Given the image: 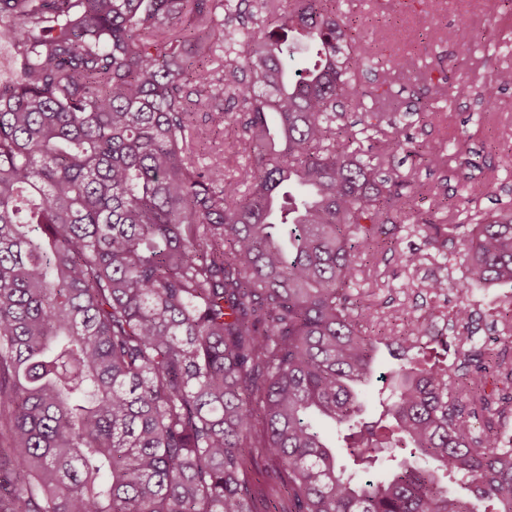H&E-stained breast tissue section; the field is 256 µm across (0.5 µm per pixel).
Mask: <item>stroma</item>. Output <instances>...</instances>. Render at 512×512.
Instances as JSON below:
<instances>
[{
    "instance_id": "35a3bbf8",
    "label": "stroma",
    "mask_w": 512,
    "mask_h": 512,
    "mask_svg": "<svg viewBox=\"0 0 512 512\" xmlns=\"http://www.w3.org/2000/svg\"><path fill=\"white\" fill-rule=\"evenodd\" d=\"M338 7L354 20L353 35L368 51L358 73L364 86H376L377 69L399 54L417 59L411 79L393 78L382 103L398 117L397 136L412 140L409 151L394 156L406 182V214L448 225L512 206V165L503 163L512 158V86L501 92L491 115L472 95L479 78L512 70V0H494L490 9L481 0H339ZM448 27L456 30L455 40L435 38V29ZM453 140L466 141L468 159L431 168L429 157L447 153ZM412 249L421 262L404 267L402 258ZM436 258V249L415 232L366 266L364 301L382 311L392 335L417 313L423 283L440 272Z\"/></svg>"
}]
</instances>
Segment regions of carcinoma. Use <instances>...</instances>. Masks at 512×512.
Segmentation results:
<instances>
[{
	"mask_svg": "<svg viewBox=\"0 0 512 512\" xmlns=\"http://www.w3.org/2000/svg\"><path fill=\"white\" fill-rule=\"evenodd\" d=\"M334 0H0V512H512V210L471 218L452 315L388 336L357 290L400 227L363 44ZM194 40L196 56L185 44ZM313 65L288 68L299 44ZM512 72L479 83L495 108ZM235 113L248 164L203 162ZM425 295L448 294L433 276ZM462 358H423L437 321ZM383 410L362 405L381 348ZM496 387L486 389L487 376ZM344 442L336 453L322 424ZM512 292L511 286H495L488 289V298L484 297V305L479 307L477 304L473 303V308L477 312L476 314V322L474 323V327L477 329L475 336L480 339L481 342H484L485 345L489 348L500 349L504 346H511L512 351V338H507L503 333L500 332L499 325L496 329L491 328V322L494 317H491V314H494L495 305L490 303V299L498 294H503L504 292Z\"/></svg>",
	"mask_w": 512,
	"mask_h": 512,
	"instance_id": "cac0c4a2",
	"label": "carcinoma"
}]
</instances>
